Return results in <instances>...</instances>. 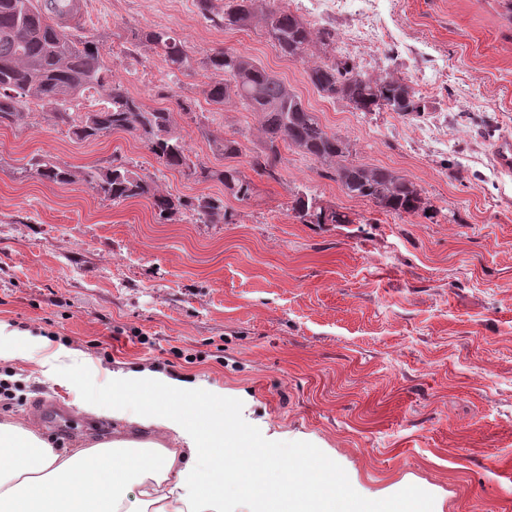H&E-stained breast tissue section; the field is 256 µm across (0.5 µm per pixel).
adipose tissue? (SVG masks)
<instances>
[{"label":"adipose tissue","instance_id":"ef3b65f1","mask_svg":"<svg viewBox=\"0 0 512 512\" xmlns=\"http://www.w3.org/2000/svg\"><path fill=\"white\" fill-rule=\"evenodd\" d=\"M37 365L45 383L69 387L80 379L83 360L60 346ZM77 408L151 437L64 456L24 422H0V512H228L225 491L233 483L245 496L262 497L264 512H333V467L309 473L289 466L276 448L239 451L223 389L175 383L147 369L119 370ZM173 439L178 447H170ZM130 486L137 489L132 498Z\"/></svg>","mask_w":512,"mask_h":512}]
</instances>
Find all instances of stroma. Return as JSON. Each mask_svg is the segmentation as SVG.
<instances>
[{
    "instance_id": "35a3bbf8",
    "label": "stroma",
    "mask_w": 512,
    "mask_h": 512,
    "mask_svg": "<svg viewBox=\"0 0 512 512\" xmlns=\"http://www.w3.org/2000/svg\"><path fill=\"white\" fill-rule=\"evenodd\" d=\"M76 35L95 37L142 108H167L192 160L237 166L249 200L161 165L134 134L80 140L31 103L0 123V321L80 351L83 385L42 383L30 362H0L21 419L58 450L133 438L132 426L78 412L115 370L147 367L224 390L243 444L284 448L304 468L336 467V493L387 512H512V177L491 161L512 136V13L503 0H347L316 20L306 62L283 58L260 23L226 28L229 0H85ZM165 29L192 59L172 71L145 33ZM231 48L283 80L348 161L414 182L433 219L398 217L345 194L323 165L281 146L273 174L262 115L210 103L203 61ZM350 59L417 91L418 114L362 113L323 98L308 64ZM190 102V111L177 101ZM242 152L225 160L213 141ZM35 155L71 167L121 162L174 197H222L229 223L150 202L103 199L89 185L23 172ZM349 215L303 224L298 191Z\"/></svg>"
}]
</instances>
